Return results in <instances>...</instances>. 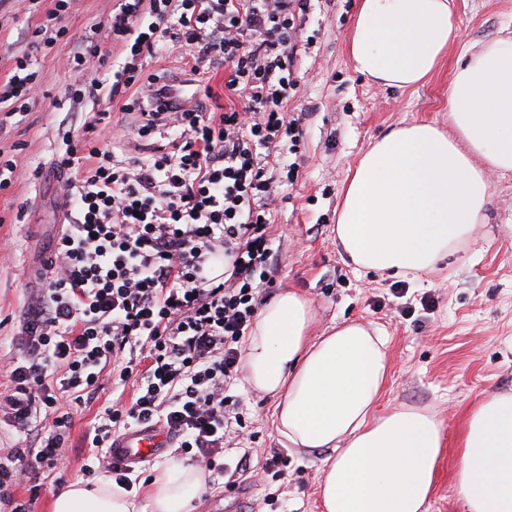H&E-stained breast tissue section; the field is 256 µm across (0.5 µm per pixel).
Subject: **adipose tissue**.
Here are the masks:
<instances>
[{
	"label": "adipose tissue",
	"instance_id": "obj_1",
	"mask_svg": "<svg viewBox=\"0 0 512 512\" xmlns=\"http://www.w3.org/2000/svg\"><path fill=\"white\" fill-rule=\"evenodd\" d=\"M454 32L450 0H359L347 51L357 73L411 89L438 69ZM448 119L446 130L424 121L393 129L350 171L336 237L357 269L417 275L474 234L487 169L512 172V35L464 54ZM313 322L311 301L283 290L258 312L244 365L250 387L273 397L289 447L326 451L322 512H428L441 420L427 408L377 412L389 371L380 330L345 322L315 337ZM456 483L467 512H512V392L469 413ZM206 487L202 469L177 463L153 480L149 505L109 480L76 482L54 494L51 512H187Z\"/></svg>",
	"mask_w": 512,
	"mask_h": 512
}]
</instances>
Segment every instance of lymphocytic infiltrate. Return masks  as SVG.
Masks as SVG:
<instances>
[{
	"instance_id": "obj_1",
	"label": "lymphocytic infiltrate",
	"mask_w": 512,
	"mask_h": 512,
	"mask_svg": "<svg viewBox=\"0 0 512 512\" xmlns=\"http://www.w3.org/2000/svg\"><path fill=\"white\" fill-rule=\"evenodd\" d=\"M70 8L71 0H52L31 31L40 49L67 35ZM311 8L312 0H116L108 10L104 26L120 62L111 78L70 90L73 103L89 99L96 110L58 157L74 172L63 194L66 222L21 326L14 392L0 399V420L34 430L36 440L0 460V501L12 512H31L15 498L19 486L38 495L39 470L66 464L71 414L60 408L62 392L78 404L107 385L132 391L86 433L83 476L133 488L134 470L113 463L112 442L159 424L190 462L215 470L239 421L230 389L243 370V341L273 281L267 220L295 177L288 157L302 117L287 105ZM178 50L192 74L224 66V111L185 106L168 79L143 76L142 60ZM39 84L31 58H16L0 105L28 111ZM129 95L149 111L142 134L163 123L170 141L123 162L94 133ZM84 156L91 165L75 172ZM219 254L227 266L214 278L206 265ZM40 415L46 422L33 429Z\"/></svg>"
}]
</instances>
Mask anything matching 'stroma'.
<instances>
[{"label":"stroma","instance_id":"35a3bbf8","mask_svg":"<svg viewBox=\"0 0 512 512\" xmlns=\"http://www.w3.org/2000/svg\"><path fill=\"white\" fill-rule=\"evenodd\" d=\"M357 4L315 0L305 25L310 47L297 62L299 84L288 102L289 111L306 115L300 167L270 216L274 281L266 296L292 288L311 299L316 336L354 320L383 330L390 369L378 408L435 409L444 440L429 512H465L454 476L466 418L488 396L512 391V173L490 172L485 218L473 238L417 277L355 271L336 241V210L348 172L373 140L417 120L447 127L456 65L466 51L512 30V0H453L457 35L439 69L409 90L353 70L347 35ZM51 6L52 0H0V81L11 76L15 57L30 52L27 32ZM104 21V0H74L66 20L70 40L39 62L35 107L22 119L0 111V153L16 163L11 186L0 190V394L14 387L10 365L23 351L19 325L63 221L67 175L56 166L63 134L80 133L90 117L88 105L68 100L76 77L64 62ZM142 123L138 109L114 106L109 125L96 132L100 147L119 160L148 157L165 139L156 130L140 135ZM231 393L245 440L225 449L224 472L208 473L207 488L190 512H320L325 452L285 447L272 424L271 397L252 390L246 379L237 380ZM111 402L107 389L72 407L67 470L44 472L38 499L25 488L16 490V499L32 500V512H50L53 494L81 481L82 438ZM275 451L281 464L266 467ZM245 453L248 469L236 470Z\"/></svg>","mask_w":512,"mask_h":512}]
</instances>
